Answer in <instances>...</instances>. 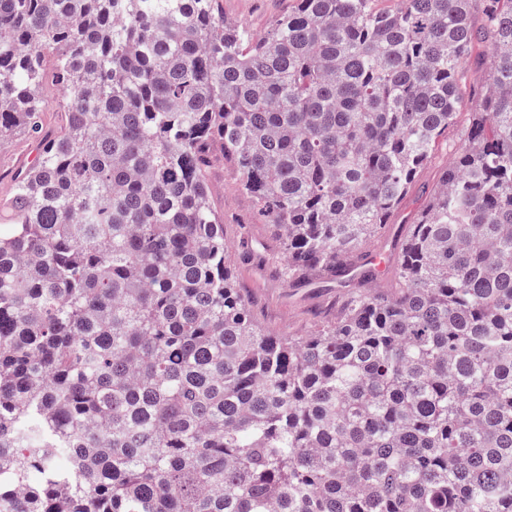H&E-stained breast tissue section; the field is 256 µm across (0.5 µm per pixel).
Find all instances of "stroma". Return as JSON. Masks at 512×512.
<instances>
[{
	"label": "stroma",
	"instance_id": "stroma-1",
	"mask_svg": "<svg viewBox=\"0 0 512 512\" xmlns=\"http://www.w3.org/2000/svg\"><path fill=\"white\" fill-rule=\"evenodd\" d=\"M292 0H220L225 20L241 24L254 35L265 34L272 21L287 11ZM491 43L475 46L467 57L462 78L470 89L453 126L440 139L427 164L418 172L398 209L382 232L369 244V251L397 261L411 224L417 222L429 193L448 165L466 130L470 112L487 81ZM37 141L16 133L0 144V199L11 195L13 176L38 153ZM210 201L224 220L227 261L237 288L247 296L252 316L269 332L279 336H305L314 329L315 314L335 310L344 291L319 284L294 288L273 271L283 253L277 231L258 215L252 198L240 185L234 168L225 161L220 145H213L208 167Z\"/></svg>",
	"mask_w": 512,
	"mask_h": 512
}]
</instances>
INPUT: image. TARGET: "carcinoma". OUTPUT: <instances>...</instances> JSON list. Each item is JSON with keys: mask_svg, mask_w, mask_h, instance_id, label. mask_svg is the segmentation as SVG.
<instances>
[{"mask_svg": "<svg viewBox=\"0 0 512 512\" xmlns=\"http://www.w3.org/2000/svg\"><path fill=\"white\" fill-rule=\"evenodd\" d=\"M374 2L294 0L256 38L217 0H0V141L41 144L0 200V512H512V0ZM485 40L395 288L371 267L310 335L265 332L210 141L281 234L276 274L336 279ZM45 108L43 112V124L48 134L55 132L62 124L66 99L58 85L52 81L50 71L44 82Z\"/></svg>", "mask_w": 512, "mask_h": 512, "instance_id": "cac0c4a2", "label": "carcinoma"}]
</instances>
